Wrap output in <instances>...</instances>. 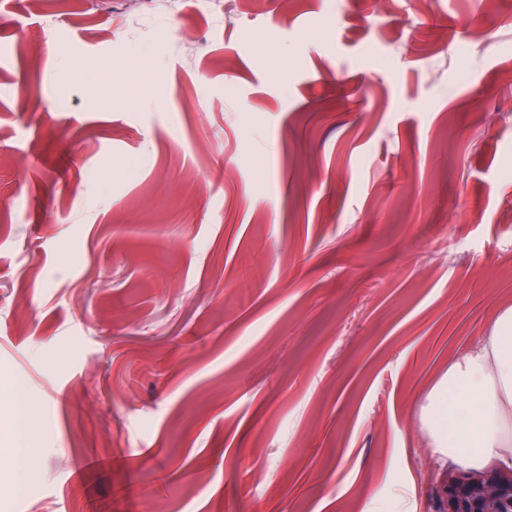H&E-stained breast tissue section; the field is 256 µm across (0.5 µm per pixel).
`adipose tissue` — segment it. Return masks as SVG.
<instances>
[{
	"label": "adipose tissue",
	"mask_w": 512,
	"mask_h": 512,
	"mask_svg": "<svg viewBox=\"0 0 512 512\" xmlns=\"http://www.w3.org/2000/svg\"><path fill=\"white\" fill-rule=\"evenodd\" d=\"M419 430L458 469H512V307L493 317L481 342L449 357L425 395Z\"/></svg>",
	"instance_id": "adipose-tissue-1"
}]
</instances>
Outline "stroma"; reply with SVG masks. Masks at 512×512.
I'll use <instances>...</instances> for the list:
<instances>
[{"label":"stroma","instance_id":"35a3bbf8","mask_svg":"<svg viewBox=\"0 0 512 512\" xmlns=\"http://www.w3.org/2000/svg\"><path fill=\"white\" fill-rule=\"evenodd\" d=\"M82 2L0 0V512H434L425 394L512 307V0Z\"/></svg>","mask_w":512,"mask_h":512}]
</instances>
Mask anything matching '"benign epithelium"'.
Returning a JSON list of instances; mask_svg holds the SVG:
<instances>
[{"instance_id": "1", "label": "benign epithelium", "mask_w": 512, "mask_h": 512, "mask_svg": "<svg viewBox=\"0 0 512 512\" xmlns=\"http://www.w3.org/2000/svg\"><path fill=\"white\" fill-rule=\"evenodd\" d=\"M438 494L439 512H512V472L468 475L450 470Z\"/></svg>"}]
</instances>
